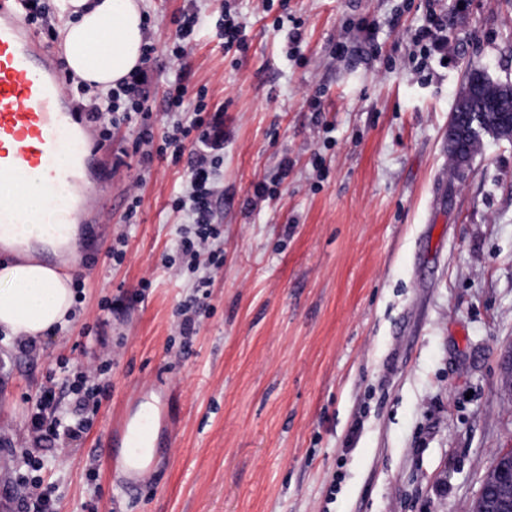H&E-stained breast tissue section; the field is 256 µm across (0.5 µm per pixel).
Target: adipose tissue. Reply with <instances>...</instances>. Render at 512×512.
I'll return each mask as SVG.
<instances>
[{
	"label": "adipose tissue",
	"mask_w": 512,
	"mask_h": 512,
	"mask_svg": "<svg viewBox=\"0 0 512 512\" xmlns=\"http://www.w3.org/2000/svg\"><path fill=\"white\" fill-rule=\"evenodd\" d=\"M59 33L74 76L110 90L141 65L144 19L137 0H59ZM82 244L77 225L57 232L50 224L22 230L0 227V332L37 343L64 324L74 304L72 278L60 272L74 264ZM156 435L128 425L120 464L144 476L156 457Z\"/></svg>",
	"instance_id": "ef3b65f1"
}]
</instances>
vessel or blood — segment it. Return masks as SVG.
<instances>
[{
  "mask_svg": "<svg viewBox=\"0 0 512 512\" xmlns=\"http://www.w3.org/2000/svg\"><path fill=\"white\" fill-rule=\"evenodd\" d=\"M85 142L63 74L25 23L22 0H0V176L49 200L30 213L0 199V225L85 223L92 211Z\"/></svg>",
  "mask_w": 512,
  "mask_h": 512,
  "instance_id": "vessel-or-blood-1",
  "label": "vessel or blood"
}]
</instances>
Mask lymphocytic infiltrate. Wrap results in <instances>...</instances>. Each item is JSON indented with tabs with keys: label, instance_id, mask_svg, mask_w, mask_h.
Masks as SVG:
<instances>
[{
	"label": "lymphocytic infiltrate",
	"instance_id": "1",
	"mask_svg": "<svg viewBox=\"0 0 512 512\" xmlns=\"http://www.w3.org/2000/svg\"><path fill=\"white\" fill-rule=\"evenodd\" d=\"M459 22L456 7L443 5L442 0H425L421 24L405 32L411 46L410 57L417 67L425 69L431 60L447 59L455 49L453 32ZM158 53L155 43H145L139 69L113 87L106 97H92L87 84L70 76L65 79V87L72 98H90L85 118L99 125L102 139H111L114 127L138 124L134 150L142 163L167 157L176 164L182 157H189L185 189L171 202L172 210L184 214L185 222L174 249L164 255L162 265L169 270L187 267L198 277L200 286L205 287L209 284L208 272L224 263L222 233L213 212L224 162V118L222 112L211 109L206 89L189 93L185 77L179 73L169 80L165 91L168 126L162 135H155L147 71L156 62ZM58 367L66 372L64 380L72 395V406L61 408L49 387L36 399L30 416L32 445L22 451L26 466L34 470L41 469L47 445L63 446L80 441L90 430L91 416L97 413L103 395L98 378L110 364L105 361L92 370L73 373L68 371L66 362H59Z\"/></svg>",
	"mask_w": 512,
	"mask_h": 512
}]
</instances>
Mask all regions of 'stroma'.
Returning <instances> with one entry per match:
<instances>
[{
  "instance_id": "stroma-1",
  "label": "stroma",
  "mask_w": 512,
  "mask_h": 512,
  "mask_svg": "<svg viewBox=\"0 0 512 512\" xmlns=\"http://www.w3.org/2000/svg\"><path fill=\"white\" fill-rule=\"evenodd\" d=\"M462 2L457 48L428 81L387 24L415 26L423 0H236L247 44L230 50L215 29L224 0H140L160 47L191 4L205 17L188 88L224 108V264L184 339L176 310L194 278L161 258L189 165L143 167L137 126L113 129L89 174L104 221L73 273L75 318L35 345L0 335V512H17L49 369L104 358L91 429L39 473L59 512H471L495 452L512 448V141L485 140L453 179L448 120L469 64L512 82V0ZM285 11L301 23L295 50L277 28ZM285 156L288 178L252 204ZM122 233L118 264L108 249ZM105 297L123 308L103 314ZM152 394L159 455L130 478L116 462L122 419Z\"/></svg>"
}]
</instances>
